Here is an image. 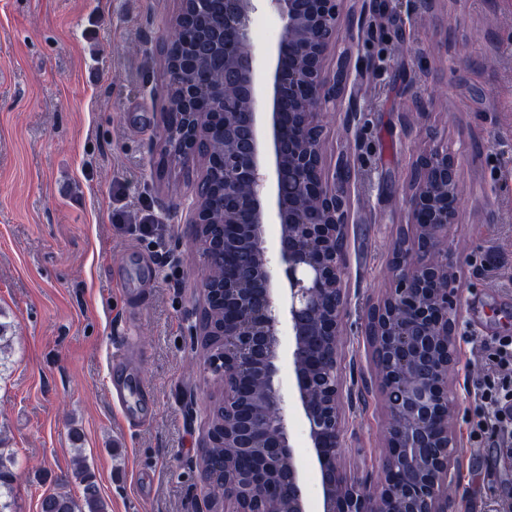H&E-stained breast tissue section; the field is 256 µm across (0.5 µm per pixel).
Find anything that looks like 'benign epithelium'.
<instances>
[{"instance_id": "obj_1", "label": "benign epithelium", "mask_w": 512, "mask_h": 512, "mask_svg": "<svg viewBox=\"0 0 512 512\" xmlns=\"http://www.w3.org/2000/svg\"><path fill=\"white\" fill-rule=\"evenodd\" d=\"M342 0H219L194 14L178 10L172 24L195 23L209 56L224 68V85L206 99L183 85L181 105L191 132L215 129L221 112L224 160L219 182L224 230L210 252L224 259V447L250 468L224 497L225 512H260L274 495L281 512H307L294 463L285 401L277 375L282 335L294 397L316 458L323 512H450L448 478L457 474V407L448 378L455 362L457 271L448 259V227L456 222L458 170L448 148L419 153L405 192L408 226L396 237L392 278L368 307L367 335L376 356L389 425V465L375 487L350 480L340 464L344 388L338 336L347 323L345 226L352 167L340 155L326 165L324 113L342 104L351 58L339 51L343 23L365 28L366 12L344 20ZM276 13L282 30L267 50L263 91L256 57L247 49L253 14ZM336 67L329 68L330 55ZM190 240L200 246L210 209L199 195L189 206ZM279 226L275 248L265 228ZM248 254L241 267L239 255ZM233 459L202 471L203 487Z\"/></svg>"}]
</instances>
